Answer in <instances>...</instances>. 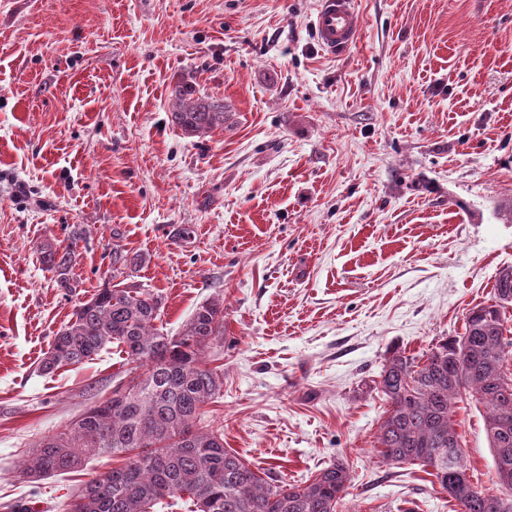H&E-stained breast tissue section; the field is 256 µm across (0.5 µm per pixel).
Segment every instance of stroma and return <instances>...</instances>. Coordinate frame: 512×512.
Here are the masks:
<instances>
[{"label":"stroma","mask_w":512,"mask_h":512,"mask_svg":"<svg viewBox=\"0 0 512 512\" xmlns=\"http://www.w3.org/2000/svg\"><path fill=\"white\" fill-rule=\"evenodd\" d=\"M318 6L0 0V512H63L113 466L22 474L126 370L113 348L39 370L111 283L116 230L144 258L124 285L162 296L165 333L223 297L206 354L226 449L293 484L346 462L338 512H455L419 466L380 461L373 382L390 349L461 335L512 267V0H354L358 39L336 53ZM184 79L223 99L222 129L170 124ZM47 241L73 247L75 295ZM454 419L472 484L493 487L482 408ZM42 260L45 266L57 275V283L67 294H73L77 286L71 282L69 277L70 268L74 261V252L70 246L62 248L47 242L41 246Z\"/></svg>","instance_id":"obj_1"}]
</instances>
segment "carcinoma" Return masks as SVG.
Wrapping results in <instances>:
<instances>
[{"label":"carcinoma","mask_w":512,"mask_h":512,"mask_svg":"<svg viewBox=\"0 0 512 512\" xmlns=\"http://www.w3.org/2000/svg\"><path fill=\"white\" fill-rule=\"evenodd\" d=\"M172 96L170 123L184 135L201 138L224 129V100L185 81ZM120 238L119 231L112 232L114 280L144 262L129 254ZM41 255L58 286L74 293L73 249L48 242ZM505 289L512 291V278L497 277L493 302L469 311L462 335L441 339L419 355L389 352L374 381L389 403L377 436L381 462L417 464L448 490V473L466 475L453 413L468 396L485 410L494 470L512 468V443L504 448L495 435L504 420H512ZM161 309V295L118 283L79 302L39 370L51 373L114 345L126 355L133 378L118 383L110 398L90 406L63 432L43 438L25 460L23 475L41 480L80 471L94 458L121 459L119 467L73 496L64 512H156L173 507L166 498L175 494L187 496V512H337L350 481L344 462L300 484L270 482L224 449L223 429L204 423L205 406L224 388V373L203 358L205 349L224 336V300L217 296L200 304L176 336L157 328ZM449 498L459 512H512V488L460 487Z\"/></svg>","instance_id":"1"}]
</instances>
